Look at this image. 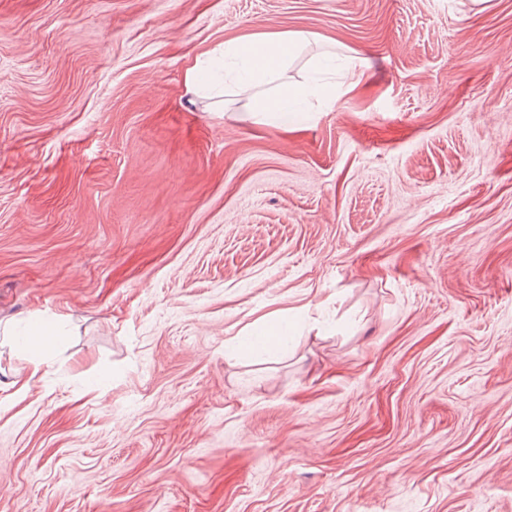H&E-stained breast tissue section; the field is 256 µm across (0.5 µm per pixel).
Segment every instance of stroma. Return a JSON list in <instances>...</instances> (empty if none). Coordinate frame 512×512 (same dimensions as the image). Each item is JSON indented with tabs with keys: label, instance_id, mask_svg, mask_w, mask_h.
<instances>
[{
	"label": "stroma",
	"instance_id": "35a3bbf8",
	"mask_svg": "<svg viewBox=\"0 0 512 512\" xmlns=\"http://www.w3.org/2000/svg\"><path fill=\"white\" fill-rule=\"evenodd\" d=\"M283 32L294 124L187 92ZM33 315L0 512H512V0H0V369ZM44 342L45 338H39L31 344L30 355L24 370H16L8 375L4 372L2 373V369H0L3 377L6 378V380L0 381L1 390H13L14 395H22L30 390L43 369L44 361L40 354V348Z\"/></svg>",
	"mask_w": 512,
	"mask_h": 512
}]
</instances>
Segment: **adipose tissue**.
<instances>
[{"instance_id":"adipose-tissue-1","label":"adipose tissue","mask_w":512,"mask_h":512,"mask_svg":"<svg viewBox=\"0 0 512 512\" xmlns=\"http://www.w3.org/2000/svg\"><path fill=\"white\" fill-rule=\"evenodd\" d=\"M294 42V34L287 32L268 40L247 41L233 46L232 55L243 64L242 70L236 75L239 89L247 90L260 86L284 69L288 51ZM326 92L327 88L322 84H284L274 96L261 99L257 109L287 125L294 122L302 103L309 95H323Z\"/></svg>"}]
</instances>
